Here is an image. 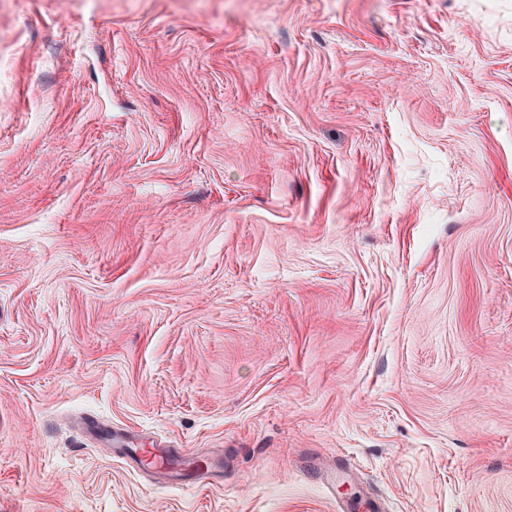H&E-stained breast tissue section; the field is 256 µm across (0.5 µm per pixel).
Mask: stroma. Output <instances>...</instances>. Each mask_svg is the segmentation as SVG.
Returning <instances> with one entry per match:
<instances>
[{
  "label": "stroma",
  "instance_id": "obj_1",
  "mask_svg": "<svg viewBox=\"0 0 512 512\" xmlns=\"http://www.w3.org/2000/svg\"><path fill=\"white\" fill-rule=\"evenodd\" d=\"M376 497L512 512V0H0V512ZM110 440L112 441V449L121 458L128 467L141 468L144 453H149L159 464L158 472L163 474L172 482H182L185 480L183 469H179L173 465V461L187 455L184 448H140L135 435L125 432L109 431ZM224 470V462L214 457L208 459L204 464H199L191 469L193 483L199 486L212 485L210 482L215 476L220 475Z\"/></svg>",
  "mask_w": 512,
  "mask_h": 512
}]
</instances>
